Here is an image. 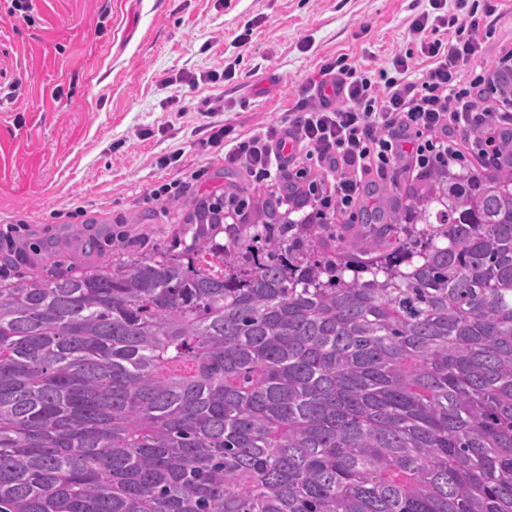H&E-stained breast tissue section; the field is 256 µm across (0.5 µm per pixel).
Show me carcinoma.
Segmentation results:
<instances>
[{"instance_id":"obj_1","label":"carcinoma","mask_w":512,"mask_h":512,"mask_svg":"<svg viewBox=\"0 0 512 512\" xmlns=\"http://www.w3.org/2000/svg\"><path fill=\"white\" fill-rule=\"evenodd\" d=\"M280 205L0 257V512H512V166L431 167L349 236Z\"/></svg>"}]
</instances>
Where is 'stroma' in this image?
I'll use <instances>...</instances> for the list:
<instances>
[{
    "label": "stroma",
    "instance_id": "35a3bbf8",
    "mask_svg": "<svg viewBox=\"0 0 512 512\" xmlns=\"http://www.w3.org/2000/svg\"><path fill=\"white\" fill-rule=\"evenodd\" d=\"M482 19L497 67L512 46V0ZM30 19L0 0V231L21 224L23 263L84 261L86 238L142 252L172 245L202 197L279 196L201 150L202 104L246 134L277 126L321 67L338 56L376 71L414 53L409 28L428 0H33ZM247 43H239L240 34ZM232 79L200 82L201 74ZM180 160L161 167L162 158ZM193 189L167 201L150 190L179 172Z\"/></svg>",
    "mask_w": 512,
    "mask_h": 512
}]
</instances>
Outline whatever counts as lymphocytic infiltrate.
I'll return each instance as SVG.
<instances>
[{"label": "lymphocytic infiltrate", "mask_w": 512, "mask_h": 512, "mask_svg": "<svg viewBox=\"0 0 512 512\" xmlns=\"http://www.w3.org/2000/svg\"><path fill=\"white\" fill-rule=\"evenodd\" d=\"M446 7L447 0H429L428 9L411 22L428 62L420 77L411 76L404 57L394 59L392 70L375 73L339 60L307 86L282 126L236 136L211 108L199 145L223 148L225 163L245 169L255 182L269 183L295 166V157L281 152L293 141L335 173L329 195L319 203L343 211L353 208L364 175L393 179L409 153L422 167L446 163V140L459 134L480 159L512 161V113L483 104L487 92L497 91L500 74L468 73L484 52L480 21L460 18ZM327 85L333 86L337 104L324 100Z\"/></svg>", "instance_id": "f902f5d3"}]
</instances>
